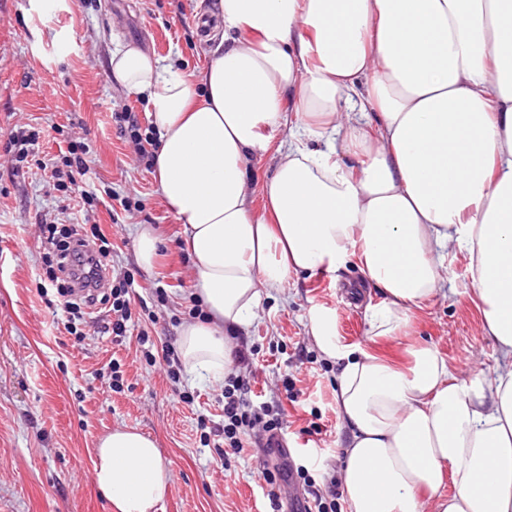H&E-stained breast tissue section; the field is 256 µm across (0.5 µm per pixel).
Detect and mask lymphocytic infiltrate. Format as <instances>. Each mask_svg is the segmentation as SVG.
<instances>
[{
	"mask_svg": "<svg viewBox=\"0 0 512 512\" xmlns=\"http://www.w3.org/2000/svg\"><path fill=\"white\" fill-rule=\"evenodd\" d=\"M93 147L85 141H70L50 164L53 187L68 200L65 225L43 224L45 277L50 286L40 289V296L56 292L66 315L64 327L75 337L81 336V322L88 309L101 305L109 308L112 318L107 323L115 342H122L132 323L133 282L130 279H107L112 244L98 226H87L86 214L98 202L96 192L78 189V178L90 171L88 157ZM255 351L240 344L234 351L232 373L224 379V445L241 452L244 438L254 439L259 448L272 447L283 429L279 406L255 403L251 386L239 371L250 366ZM329 457L319 448L306 460L290 466L289 472L305 485L303 512H337L338 493L335 488H317L310 469L325 466Z\"/></svg>",
	"mask_w": 512,
	"mask_h": 512,
	"instance_id": "1",
	"label": "lymphocytic infiltrate"
}]
</instances>
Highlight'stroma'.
<instances>
[{
	"label": "stroma",
	"instance_id": "35a3bbf8",
	"mask_svg": "<svg viewBox=\"0 0 512 512\" xmlns=\"http://www.w3.org/2000/svg\"><path fill=\"white\" fill-rule=\"evenodd\" d=\"M224 40L217 0H0V512H112L93 481L96 441L119 426L157 443L171 473L163 512H269L262 492V451L246 443L219 456L224 442L223 383L167 377L165 362L147 364L135 333L123 343L87 327L82 346L53 326L37 292L39 225L62 216L49 176L37 164L57 156L72 133L93 142L89 184L99 203L89 214L113 245L112 272L133 279L155 323L157 343L176 344L188 318L194 271L180 239V219L166 206L151 171L135 166L119 134L116 113L132 108L148 126L147 103L114 84L109 58L125 45L169 59L199 76ZM40 131L34 158L17 163L7 145L19 129ZM137 211L113 212V195ZM157 225L165 238L156 262L137 264L135 228ZM445 292L411 314L410 336H371L368 305L381 296L356 262L332 273L289 275L283 293L263 299L245 337L257 350L250 375L260 394L290 379L298 396L281 399L283 436L308 452L329 448L317 483L340 476L349 428L337 408L336 363L325 360L307 334L312 306L336 320V340L400 362L408 343L434 346L459 383L488 382L499 354L484 336L482 312L465 250L449 248ZM164 297H157V289ZM124 370V389L110 391L99 372L110 360ZM193 396L179 402L178 392Z\"/></svg>",
	"mask_w": 512,
	"mask_h": 512
}]
</instances>
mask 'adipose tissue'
<instances>
[{
  "label": "adipose tissue",
  "instance_id": "1",
  "mask_svg": "<svg viewBox=\"0 0 512 512\" xmlns=\"http://www.w3.org/2000/svg\"><path fill=\"white\" fill-rule=\"evenodd\" d=\"M224 44L199 80L133 46L113 80L145 96L153 171L183 222L203 318L183 325L186 372L223 380L233 339L289 275L356 259L382 292L372 335H407L439 294L450 245L468 252L491 385L459 384L432 346L399 367L308 334L342 362L351 512H512V0H218ZM284 131L287 145L273 146ZM273 154L254 190L256 158ZM98 487L116 512H160L170 471L130 427L101 436ZM455 491L445 494L446 481Z\"/></svg>",
  "mask_w": 512,
  "mask_h": 512
}]
</instances>
